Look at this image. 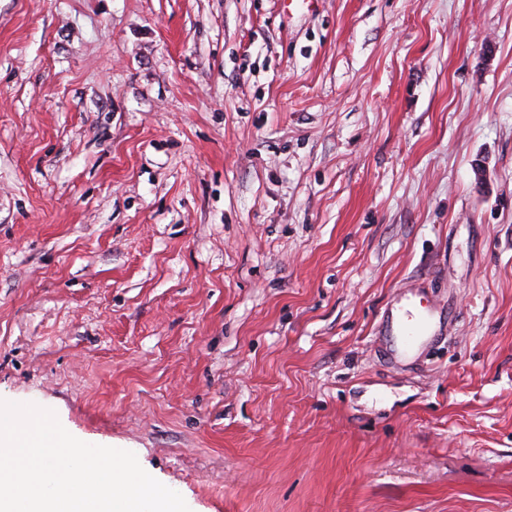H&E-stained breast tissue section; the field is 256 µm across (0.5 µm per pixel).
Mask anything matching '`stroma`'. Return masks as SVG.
<instances>
[{"mask_svg": "<svg viewBox=\"0 0 512 512\" xmlns=\"http://www.w3.org/2000/svg\"><path fill=\"white\" fill-rule=\"evenodd\" d=\"M0 400L191 512H512V0H0ZM435 310L431 307L413 310L402 305L397 313L387 316L386 333L396 356L409 355L431 336H434Z\"/></svg>", "mask_w": 512, "mask_h": 512, "instance_id": "stroma-1", "label": "stroma"}]
</instances>
